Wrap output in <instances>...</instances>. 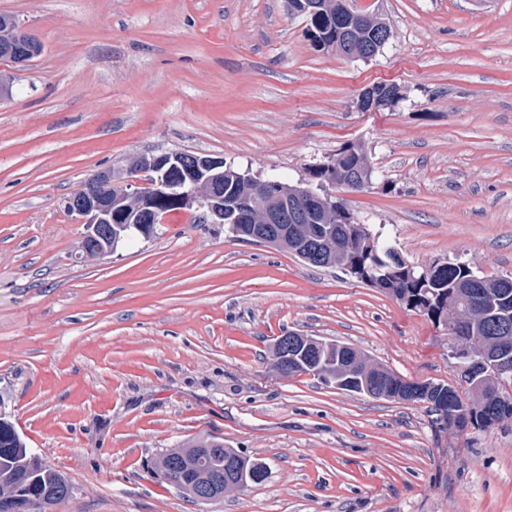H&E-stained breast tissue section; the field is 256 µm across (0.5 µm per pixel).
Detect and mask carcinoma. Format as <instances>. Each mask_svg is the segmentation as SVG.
<instances>
[{"instance_id":"cac0c4a2","label":"carcinoma","mask_w":512,"mask_h":512,"mask_svg":"<svg viewBox=\"0 0 512 512\" xmlns=\"http://www.w3.org/2000/svg\"><path fill=\"white\" fill-rule=\"evenodd\" d=\"M315 12L297 10L309 20L308 35L312 42L328 43L327 53L348 58L354 54L372 56L393 37L391 26L378 12L362 11L363 27L358 34L344 41L345 28H352L351 17L343 13L338 0H316ZM375 95L393 109L404 94L395 84L372 85ZM372 175L373 169L360 144L350 143L332 157L329 166L316 167L311 180L324 185L348 174ZM181 172L170 174L169 186H160L152 195V210L163 215L183 209L179 194ZM224 194V229L237 239H243L263 228V215L255 212L236 219L234 204L244 195H255L266 202L278 194L293 191L294 185L269 181L256 185L241 178V172L224 167L220 180ZM288 237L276 247L292 252L314 267H341L344 271L371 287L392 296L409 309L417 310L436 326L448 325V314L462 298L470 303L472 316L461 319V326L468 336L478 339L494 353L499 361L512 364V338L500 339L502 325L512 327V277L488 278L479 275L466 264L446 262L427 269L402 260L397 249L379 240L367 225L360 223L348 207L347 199H335L331 205L316 204L301 214L300 220L286 224ZM283 340L278 338L270 348V368L283 377L311 375L326 383L337 384V389L362 394L365 380L381 382L382 399L404 403H426L436 415L435 424L442 428L464 431L469 428H489L512 419V373L500 375L488 367L464 379L467 398L459 396L455 385L445 381H412L392 369L372 361L355 348L339 342H323L318 349L308 348L304 354L289 362L281 355ZM21 437L15 429L0 428V474L11 470L15 463V448ZM189 453L167 449L159 454L168 476L177 482L190 484L197 473L189 461L195 457L204 461L212 480L224 487V492H238L236 480L226 477V461L234 455L239 462L238 472L251 481L261 484L267 477L266 465L234 448L224 447V441L209 437L193 438L182 444ZM10 492L20 510L34 496L58 504L74 494V486L59 471H53L35 462L26 466L24 479L13 485Z\"/></svg>"}]
</instances>
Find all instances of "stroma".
<instances>
[{"instance_id":"obj_1","label":"stroma","mask_w":512,"mask_h":512,"mask_svg":"<svg viewBox=\"0 0 512 512\" xmlns=\"http://www.w3.org/2000/svg\"><path fill=\"white\" fill-rule=\"evenodd\" d=\"M350 5L392 27L371 60L316 50L288 0H0L43 45L0 60V411L73 483L56 512H512V420L437 431L425 405L264 363L292 331L459 383L420 313L195 208L79 256L66 201L97 171L191 152L294 184L358 142L361 223L414 266L512 277V0ZM380 81L404 99L359 111ZM200 435L266 480L202 505L147 469Z\"/></svg>"}]
</instances>
